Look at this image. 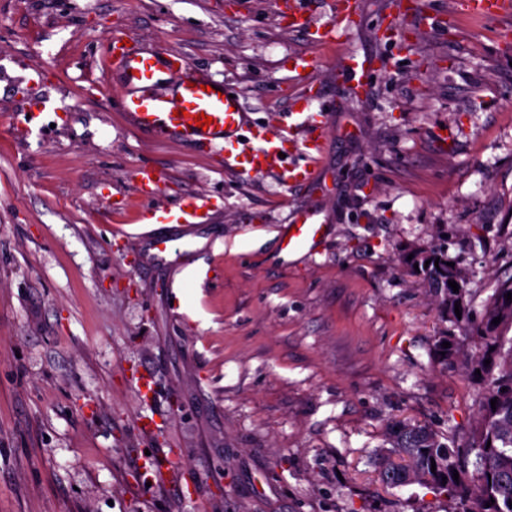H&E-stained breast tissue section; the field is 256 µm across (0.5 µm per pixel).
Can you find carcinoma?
I'll return each mask as SVG.
<instances>
[{"label":"carcinoma","instance_id":"obj_1","mask_svg":"<svg viewBox=\"0 0 512 512\" xmlns=\"http://www.w3.org/2000/svg\"><path fill=\"white\" fill-rule=\"evenodd\" d=\"M448 261L441 249L420 252L415 258L419 273L433 286L443 318L462 331L460 337H440L438 344L448 342L450 347L439 351L445 353V365H461L483 385L479 418L470 441L454 447L426 425L391 424L379 453L381 478L392 487L419 484L445 493L456 501L457 512H512V336L503 333L512 328V302L505 297L512 293V280L499 284L480 312L460 305L458 317L455 302L464 301L465 272L457 263L446 265ZM450 280L458 284V291L450 287ZM496 317L501 322L495 325Z\"/></svg>","mask_w":512,"mask_h":512}]
</instances>
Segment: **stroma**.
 I'll list each match as a JSON object with an SVG mask.
<instances>
[{"instance_id": "stroma-1", "label": "stroma", "mask_w": 512, "mask_h": 512, "mask_svg": "<svg viewBox=\"0 0 512 512\" xmlns=\"http://www.w3.org/2000/svg\"><path fill=\"white\" fill-rule=\"evenodd\" d=\"M360 2L323 49L275 0H0V512H454L385 485L376 451L397 421L465 444L480 412L408 257L445 250L475 310L512 279V14L417 0L391 39L393 0ZM117 35L238 91L252 125L294 111L289 60L315 55L318 180L240 176L136 130L104 67ZM349 53L376 61L360 98L336 85ZM142 166L168 205L212 201L203 223L158 227L164 261L134 221ZM311 207L323 240L283 259ZM148 454L177 477L140 482Z\"/></svg>"}]
</instances>
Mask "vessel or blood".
Here are the masks:
<instances>
[{"label": "vessel or blood", "mask_w": 512, "mask_h": 512, "mask_svg": "<svg viewBox=\"0 0 512 512\" xmlns=\"http://www.w3.org/2000/svg\"><path fill=\"white\" fill-rule=\"evenodd\" d=\"M330 17L319 21L306 16L301 9L288 15L289 26L298 28L316 46L343 44L349 31L356 27V0H327ZM456 10L474 16L488 17L512 12V0H457ZM108 57L111 67L124 76L123 110L138 130L163 139L206 147L219 153L225 169L239 175L274 174L283 185L293 186L316 178L315 166L326 149V133L330 117L313 109L309 96L298 100L295 111L278 115L275 127L249 126L248 115L241 110L239 98L230 97L222 85L211 82L202 71L191 67L175 53L149 52L138 44L122 45L113 38ZM372 70L367 59L355 55L341 60L338 85L346 94H362ZM173 81L171 92H162L161 74ZM211 117L208 128L196 127V115ZM249 129V141H241L239 133ZM302 153L306 164L286 163L287 155ZM157 171L141 167L135 172L139 194L146 204L136 220L142 224H196L202 218L208 201L200 196H186L174 207L157 204L161 190ZM324 233L318 211L299 215L288 225L281 240L284 256L314 250Z\"/></svg>", "instance_id": "1"}]
</instances>
